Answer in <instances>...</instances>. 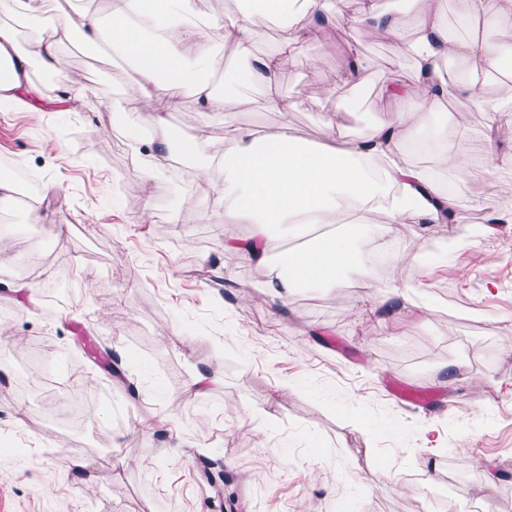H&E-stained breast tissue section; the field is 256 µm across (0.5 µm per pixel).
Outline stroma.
<instances>
[{"label": "stroma", "mask_w": 512, "mask_h": 512, "mask_svg": "<svg viewBox=\"0 0 512 512\" xmlns=\"http://www.w3.org/2000/svg\"><path fill=\"white\" fill-rule=\"evenodd\" d=\"M323 6L334 35L304 43L279 78L300 104L294 133L312 147L333 113L352 132L394 110L382 90L412 67L401 44L367 42L360 82L327 92L358 0ZM63 55L54 75L33 69L34 109L0 106V161L36 175L43 200L37 224L0 210L11 255L0 265V512H461L483 498L512 512V223L456 235L424 267L397 261L393 283L417 287L413 312L375 308L374 267L280 303L248 253L224 254L227 234L252 227L227 229L214 204L223 168L212 165L201 189L144 178L125 136L140 118L126 102L127 64L76 40ZM65 87L81 105L58 103ZM460 113L470 173L422 149L409 158L453 183L464 224L480 225L472 199L493 180L512 210V172L485 153L471 100L425 118L453 149ZM168 121L188 138L206 122L272 127L280 116L207 119L186 94ZM175 210L180 232L162 234ZM446 358L454 376L439 368ZM396 383L432 399L398 402ZM478 457L497 475L489 497Z\"/></svg>", "instance_id": "stroma-1"}]
</instances>
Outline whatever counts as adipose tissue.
Listing matches in <instances>:
<instances>
[{
  "mask_svg": "<svg viewBox=\"0 0 512 512\" xmlns=\"http://www.w3.org/2000/svg\"><path fill=\"white\" fill-rule=\"evenodd\" d=\"M64 2L46 32L40 28L46 0H0V14L9 18L0 24V65L7 67L6 75H0V101L9 102L17 112L31 107L32 66L59 71L64 64L61 49L72 37H79L88 52L105 50L123 57L136 74L127 98L146 114L145 122L127 126L126 134L133 159L147 178L167 170L174 155L200 162L210 156V134L175 139L166 112L151 109L156 98L166 97L169 109H174L181 94L190 93L207 116L258 105L278 112L280 122L272 128L223 127L222 136L231 148L220 157V199L225 224L253 227L249 241L229 236L225 253L248 250L267 271L266 288L282 300L300 288H341L351 270L370 266L374 255L392 254L397 225L418 224L424 231L440 233L457 222V198L449 195L446 185L411 165L406 153L416 145L428 147L439 165L464 173L468 148L462 144L448 150L445 136L424 130L421 112L452 98L475 99L487 115L482 141L492 154L498 137L512 132V96L477 95L505 53L487 26L495 17L512 15V0H466L463 23L483 29L471 37L449 33L440 0H408L415 34L406 42L401 39L402 17L381 12L375 0H359L351 41H402L414 67L396 74L384 91L398 100L395 111L357 133L336 136L321 148L294 137L290 116L298 104L281 94L278 84L286 57L303 42L322 41L332 34L330 15L321 11L317 0H248V8L206 21L196 11L195 0H106L103 11L94 0ZM16 19L29 24L33 35L18 40L12 25ZM264 19L280 21L281 31L274 46L260 52L255 32ZM224 44L233 49L238 74L261 90V99L216 92L207 71L215 47ZM447 60L458 62L460 76L447 78L440 68ZM343 210L352 216L344 230L319 236L303 250L284 249L285 240L300 237L314 225L335 223ZM363 236L373 239V252L357 249L355 242Z\"/></svg>",
  "mask_w": 512,
  "mask_h": 512,
  "instance_id": "1",
  "label": "adipose tissue"
}]
</instances>
